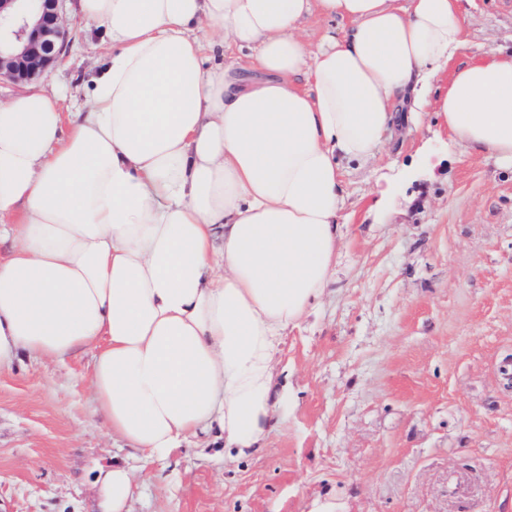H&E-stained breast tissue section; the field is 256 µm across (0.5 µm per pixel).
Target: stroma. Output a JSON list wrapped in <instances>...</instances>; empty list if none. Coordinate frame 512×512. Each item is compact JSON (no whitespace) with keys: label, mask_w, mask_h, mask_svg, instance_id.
<instances>
[{"label":"stroma","mask_w":512,"mask_h":512,"mask_svg":"<svg viewBox=\"0 0 512 512\" xmlns=\"http://www.w3.org/2000/svg\"><path fill=\"white\" fill-rule=\"evenodd\" d=\"M456 63L512 53V0H463ZM39 88L84 102L102 53L77 0ZM336 281L287 331L291 396L263 448L185 443L143 464L79 385L89 357L0 372V512H95L94 461L147 478L131 512H512V167L436 112L345 177Z\"/></svg>","instance_id":"stroma-1"}]
</instances>
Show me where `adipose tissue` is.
<instances>
[{
	"label": "adipose tissue",
	"mask_w": 512,
	"mask_h": 512,
	"mask_svg": "<svg viewBox=\"0 0 512 512\" xmlns=\"http://www.w3.org/2000/svg\"><path fill=\"white\" fill-rule=\"evenodd\" d=\"M460 2L80 0L112 47L87 102H0V371L90 353L96 413L147 463L215 432L260 448L283 338L336 274L344 173L431 107L512 163V54L450 68ZM314 16L347 29L310 43ZM93 470L129 512L135 474Z\"/></svg>",
	"instance_id": "adipose-tissue-1"
}]
</instances>
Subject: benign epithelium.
Segmentation results:
<instances>
[{"label": "benign epithelium", "mask_w": 512, "mask_h": 512, "mask_svg": "<svg viewBox=\"0 0 512 512\" xmlns=\"http://www.w3.org/2000/svg\"><path fill=\"white\" fill-rule=\"evenodd\" d=\"M69 40L61 0H0V80L25 85L40 78Z\"/></svg>", "instance_id": "7a95c632"}]
</instances>
